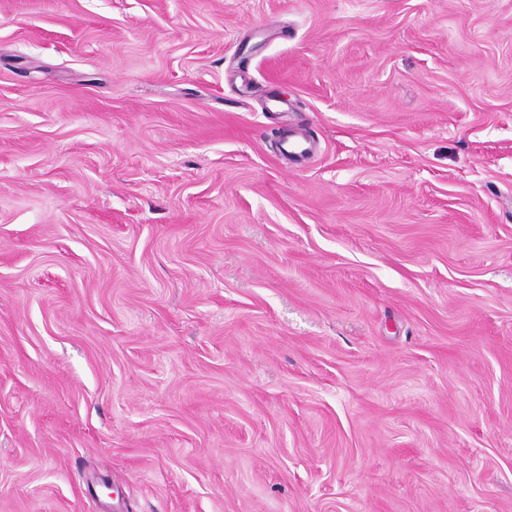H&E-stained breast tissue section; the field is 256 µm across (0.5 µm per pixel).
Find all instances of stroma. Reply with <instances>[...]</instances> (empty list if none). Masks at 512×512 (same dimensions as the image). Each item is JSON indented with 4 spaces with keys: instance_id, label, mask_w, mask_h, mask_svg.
<instances>
[{
    "instance_id": "1",
    "label": "stroma",
    "mask_w": 512,
    "mask_h": 512,
    "mask_svg": "<svg viewBox=\"0 0 512 512\" xmlns=\"http://www.w3.org/2000/svg\"><path fill=\"white\" fill-rule=\"evenodd\" d=\"M0 512H512V0H0Z\"/></svg>"
}]
</instances>
